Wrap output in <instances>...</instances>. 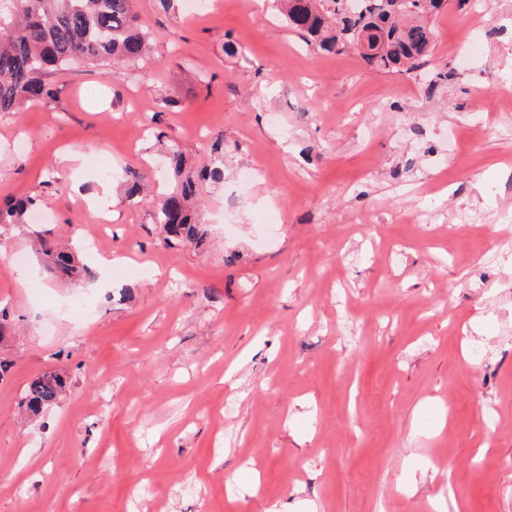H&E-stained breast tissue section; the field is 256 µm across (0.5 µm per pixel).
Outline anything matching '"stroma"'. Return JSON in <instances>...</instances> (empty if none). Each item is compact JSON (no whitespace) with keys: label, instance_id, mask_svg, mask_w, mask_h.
<instances>
[{"label":"stroma","instance_id":"obj_1","mask_svg":"<svg viewBox=\"0 0 512 512\" xmlns=\"http://www.w3.org/2000/svg\"><path fill=\"white\" fill-rule=\"evenodd\" d=\"M479 5L412 75L314 53L274 0H137L146 57L0 112V202L45 215L0 224V512H512V0ZM218 132L198 248L84 161L170 191L161 141L199 169ZM48 368L70 386L24 416ZM39 196L26 195L7 201L0 206V224H22L27 213L40 205ZM45 256L50 258V270L61 278L78 281L87 276V267L80 263L77 256L71 252H60L47 239L40 241Z\"/></svg>","mask_w":512,"mask_h":512}]
</instances>
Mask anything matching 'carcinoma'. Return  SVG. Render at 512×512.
<instances>
[{
	"mask_svg": "<svg viewBox=\"0 0 512 512\" xmlns=\"http://www.w3.org/2000/svg\"><path fill=\"white\" fill-rule=\"evenodd\" d=\"M288 26L314 48L341 53L353 48L352 32L378 30L382 50L360 54L369 66L383 72H414L434 49V28L429 16L447 0H360L363 12L352 10L350 0H275ZM153 34L142 29L134 0H0V112H16L29 101L52 97L45 82L51 73H65L86 64L133 62L142 58ZM169 172L179 179L175 192L162 200L154 223L164 242L199 246L206 237L196 219L193 200L201 181L224 180L219 160L194 175L185 169L178 144L164 145ZM40 205V198L26 195L0 206V224H21ZM50 270L61 278L78 281L87 267L71 252L54 250L40 241ZM68 379L47 369L25 388L19 407L33 415L55 404L67 390Z\"/></svg>",
	"mask_w": 512,
	"mask_h": 512,
	"instance_id": "carcinoma-1",
	"label": "carcinoma"
}]
</instances>
